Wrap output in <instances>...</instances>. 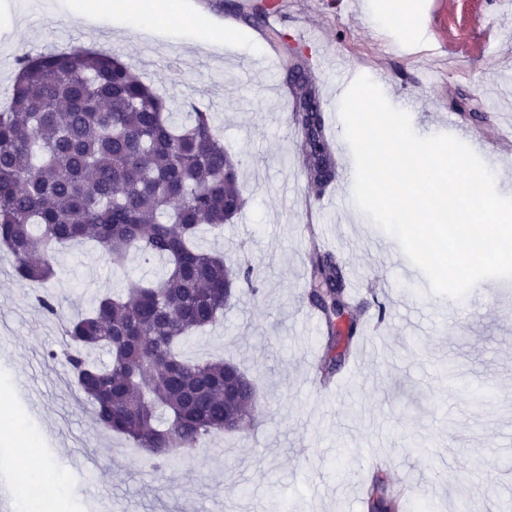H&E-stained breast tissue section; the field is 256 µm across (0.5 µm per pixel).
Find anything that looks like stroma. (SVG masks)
<instances>
[{
	"label": "stroma",
	"instance_id": "obj_1",
	"mask_svg": "<svg viewBox=\"0 0 512 512\" xmlns=\"http://www.w3.org/2000/svg\"><path fill=\"white\" fill-rule=\"evenodd\" d=\"M179 17L152 34L107 17L101 39L70 20V0H19L20 22L0 12V104L26 54L94 48L119 54L131 71L178 103L210 113L242 161L248 203L221 235L197 245L251 263L259 293L237 295L224 320L183 347L196 360H234L253 377L261 408L252 428L216 434L205 447L153 468L122 436L91 419L65 362L60 321L89 309L127 281L154 282L155 263L129 255L108 263L92 243L57 252L47 286L56 315L39 309L34 283L18 279L0 253V407L19 416L36 442L34 481H46L53 512H364L363 488L376 463L413 487L426 512H512V280L487 279L476 299L449 301L426 278L409 279L395 257L364 240L372 221L355 205L353 177L337 173L318 196L294 159L280 93L286 68L251 74L268 48L233 10L236 0H181ZM289 25L317 30L302 51L323 86L339 67L386 80L393 106L418 102L414 131L464 142L496 141L512 95V0H278ZM214 24L220 50L195 44V25ZM313 224L337 254L358 300L387 307L371 337L378 357L356 347L329 386L316 381L322 331L306 325ZM481 451L473 469L469 455Z\"/></svg>",
	"mask_w": 512,
	"mask_h": 512
}]
</instances>
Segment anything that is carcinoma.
<instances>
[{
    "instance_id": "carcinoma-1",
    "label": "carcinoma",
    "mask_w": 512,
    "mask_h": 512,
    "mask_svg": "<svg viewBox=\"0 0 512 512\" xmlns=\"http://www.w3.org/2000/svg\"><path fill=\"white\" fill-rule=\"evenodd\" d=\"M265 28L267 11L238 7ZM6 109L0 110V249L15 275L41 284L55 275L61 245L89 240L120 264L132 252L164 263L159 280L131 282L123 296H102L65 327L64 353L75 385L96 423L126 436L155 468L179 450L225 432L224 419L244 430L257 407L252 380L236 364L197 361L178 351L197 330L216 325L236 294L258 292L260 276L196 244L199 230L222 231L245 204L240 160L225 146L207 112L178 120L170 102L135 77L118 56L92 49L23 56ZM294 94L295 152L308 181L321 191L336 180V160L323 112L309 80ZM308 299L321 314L327 345L320 380L364 332L338 316L361 310L347 289L340 260L321 249L315 228ZM343 346L341 358L334 352ZM105 350L108 362L95 353ZM367 512H399L382 474L365 489Z\"/></svg>"
}]
</instances>
